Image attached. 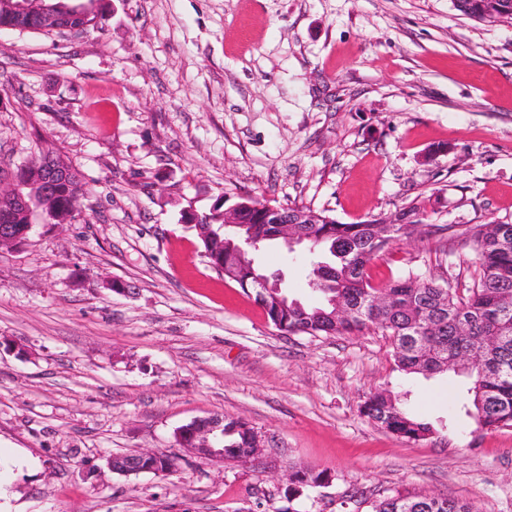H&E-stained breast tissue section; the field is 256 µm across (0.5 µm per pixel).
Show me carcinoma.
<instances>
[{
	"label": "carcinoma",
	"mask_w": 512,
	"mask_h": 512,
	"mask_svg": "<svg viewBox=\"0 0 512 512\" xmlns=\"http://www.w3.org/2000/svg\"><path fill=\"white\" fill-rule=\"evenodd\" d=\"M463 15L484 21V8L492 0H453ZM226 196L217 198L207 213L208 222L194 229L208 262H224L234 267L239 235L224 226ZM249 229L261 245L275 242L276 226L266 223L265 203L253 197H238ZM288 212L312 215V223L298 225L308 245L328 255L326 265L313 267L311 281L322 303L309 306L288 300L281 306L278 295L264 301L268 319L288 335H350L379 330L388 336L395 366L405 375L432 377L451 372L465 379L466 413L482 429L512 426V246L503 247L500 223L477 224L460 235L471 241L476 251V268L471 286L450 289L433 278L408 272L382 285L371 282L367 273L372 261L422 222L418 207L389 217H372L347 224L323 211L291 205ZM361 412L388 432L409 441H422L433 433L430 423L403 407L399 396L387 389L366 398ZM253 428L235 418H224V435L216 447L226 458H242L251 448ZM297 481L290 486L294 495L326 481L312 468L296 469ZM372 512H472L460 499L435 495H410L397 491L376 501Z\"/></svg>",
	"instance_id": "cac0c4a2"
}]
</instances>
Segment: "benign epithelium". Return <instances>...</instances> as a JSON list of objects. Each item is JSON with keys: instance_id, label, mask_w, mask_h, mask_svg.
<instances>
[{"instance_id": "obj_1", "label": "benign epithelium", "mask_w": 512, "mask_h": 512, "mask_svg": "<svg viewBox=\"0 0 512 512\" xmlns=\"http://www.w3.org/2000/svg\"><path fill=\"white\" fill-rule=\"evenodd\" d=\"M34 0H0V17L27 18L36 21L45 30L82 31L90 25V19L101 20L98 10V0H88V3L71 6L66 11H56L46 5L32 10ZM25 180L34 185L32 193L23 192L17 183ZM80 176L69 165L63 155L57 151L47 150L35 159L33 169L21 167L10 180L8 186L0 183V251L16 249L27 241L33 227V216L36 206L41 204L58 213L57 197L60 191L67 187H75ZM268 216L272 223L279 225V237L289 248L304 243L297 229L299 224L310 223V218L304 213L282 215L271 206ZM249 278L252 287L257 289L260 296L281 288L279 278L263 272L250 270ZM224 432V420L211 416L199 417L181 427L177 432L178 442L186 447L215 454L214 443L217 435ZM163 461L166 474L177 471V463L172 457H165L154 451L143 450L135 454L113 455L108 458L107 466L115 474L131 475L141 472H154L155 463Z\"/></svg>"}]
</instances>
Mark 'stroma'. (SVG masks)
Wrapping results in <instances>:
<instances>
[{"label":"stroma","instance_id":"35a3bbf8","mask_svg":"<svg viewBox=\"0 0 512 512\" xmlns=\"http://www.w3.org/2000/svg\"><path fill=\"white\" fill-rule=\"evenodd\" d=\"M61 152L87 194L0 252V512H359L401 490L512 512V426L477 430L459 378L395 371L388 337L286 336L211 268L192 206L248 194L343 223L414 205L373 283L469 284L442 227L512 223V25L452 0H111L99 29H0V181ZM314 257L258 264L320 301ZM431 422L413 442L365 417L376 389ZM239 418L261 463L205 457L176 431ZM173 456L122 476L114 454ZM325 486L290 495V467Z\"/></svg>","mask_w":512,"mask_h":512}]
</instances>
